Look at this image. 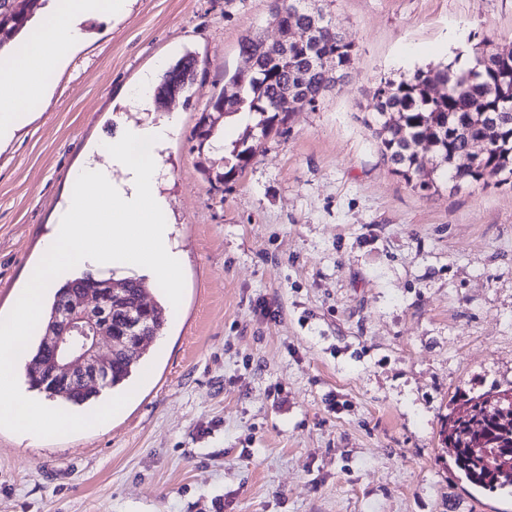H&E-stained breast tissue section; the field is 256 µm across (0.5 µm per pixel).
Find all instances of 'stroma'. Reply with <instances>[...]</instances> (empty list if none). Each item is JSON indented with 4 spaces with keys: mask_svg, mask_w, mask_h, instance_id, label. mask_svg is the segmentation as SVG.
I'll list each match as a JSON object with an SVG mask.
<instances>
[{
    "mask_svg": "<svg viewBox=\"0 0 512 512\" xmlns=\"http://www.w3.org/2000/svg\"><path fill=\"white\" fill-rule=\"evenodd\" d=\"M356 46L313 112L291 113L243 174L195 129L233 94L271 0H130L0 146V316L40 258L70 171L121 124L178 115L159 190L183 256L167 311L111 420L38 443L0 429V512H512L459 475L455 398L512 387V187L412 190L367 122L380 82L512 50V0H325ZM197 60L189 97L125 107L142 75Z\"/></svg>",
    "mask_w": 512,
    "mask_h": 512,
    "instance_id": "obj_1",
    "label": "stroma"
}]
</instances>
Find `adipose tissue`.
<instances>
[{"label": "adipose tissue", "instance_id": "obj_1", "mask_svg": "<svg viewBox=\"0 0 512 512\" xmlns=\"http://www.w3.org/2000/svg\"><path fill=\"white\" fill-rule=\"evenodd\" d=\"M128 4L129 0H51L49 21L26 40L6 79L0 80V143L26 121L24 99L47 96L50 74L83 42V23L122 14ZM177 127L174 116L128 126L120 138L94 145V160L69 174L65 202L42 240L43 264L38 273L27 274L19 302L0 318V425L36 437L49 421L68 428L84 423L79 414H58L18 383L16 360L43 317L48 293L58 284L87 269H119L175 285L182 256L172 236L169 205L157 186L165 175L159 153ZM143 144L150 147L145 156L138 153Z\"/></svg>", "mask_w": 512, "mask_h": 512}]
</instances>
